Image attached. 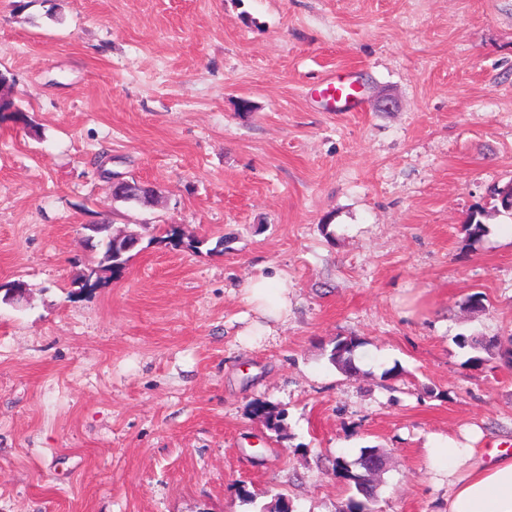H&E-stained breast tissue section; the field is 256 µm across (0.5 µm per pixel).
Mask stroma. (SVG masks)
<instances>
[{
  "label": "stroma",
  "mask_w": 512,
  "mask_h": 512,
  "mask_svg": "<svg viewBox=\"0 0 512 512\" xmlns=\"http://www.w3.org/2000/svg\"><path fill=\"white\" fill-rule=\"evenodd\" d=\"M0 71L28 116L0 121V512H337L367 447L375 512H447L434 440L512 452V0H0ZM103 221L141 242L83 288ZM274 271L266 334L244 288ZM320 94L326 98L336 112H355L361 104V95L353 81L332 77L319 88ZM150 189L145 183L124 181L115 188V194L121 201L129 204H139L148 196ZM245 300L255 315L268 322L265 329L269 333L273 332L271 323L288 318V286L276 273L252 278L245 287ZM361 344V341L353 337H336L329 355L330 362L345 373H356L357 368L353 365L352 360Z\"/></svg>",
  "instance_id": "obj_1"
}]
</instances>
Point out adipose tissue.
I'll return each mask as SVG.
<instances>
[{
    "label": "adipose tissue",
    "mask_w": 512,
    "mask_h": 512,
    "mask_svg": "<svg viewBox=\"0 0 512 512\" xmlns=\"http://www.w3.org/2000/svg\"><path fill=\"white\" fill-rule=\"evenodd\" d=\"M245 299L254 314L270 323L288 316V287L278 275H259L245 287ZM461 447L435 440L428 450L437 473L452 485L448 512H512V454L495 448L488 463L460 470Z\"/></svg>",
    "instance_id": "ef3b65f1"
}]
</instances>
